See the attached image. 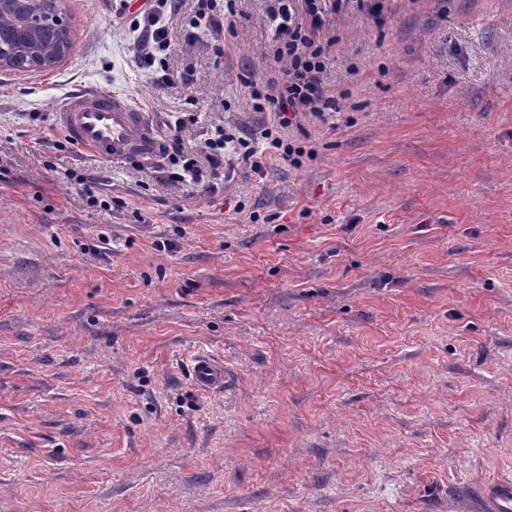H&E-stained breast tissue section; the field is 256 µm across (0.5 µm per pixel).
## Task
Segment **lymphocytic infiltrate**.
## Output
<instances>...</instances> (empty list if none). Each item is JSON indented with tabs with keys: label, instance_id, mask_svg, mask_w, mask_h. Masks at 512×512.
<instances>
[{
	"label": "lymphocytic infiltrate",
	"instance_id": "1",
	"mask_svg": "<svg viewBox=\"0 0 512 512\" xmlns=\"http://www.w3.org/2000/svg\"><path fill=\"white\" fill-rule=\"evenodd\" d=\"M178 9L179 0H144L135 11L129 0H119L114 17L136 33L134 53L141 67L163 64L170 48L169 22ZM350 10L377 16L381 5L379 0H272L271 72L246 82L250 105L265 114V121L248 135L232 126L215 127L204 139L203 157L197 160L180 149L190 120L177 117L167 125L164 148L169 180L215 191L239 168L260 175L275 160L302 168L312 152L297 139V132L307 123L325 124L336 115L338 97L327 81L336 53L331 24ZM235 15L234 0H197L189 22L193 29L210 31L212 50L222 61L229 60L234 49Z\"/></svg>",
	"mask_w": 512,
	"mask_h": 512
}]
</instances>
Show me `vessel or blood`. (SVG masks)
<instances>
[{
  "label": "vessel or blood",
  "instance_id": "vessel-or-blood-1",
  "mask_svg": "<svg viewBox=\"0 0 512 512\" xmlns=\"http://www.w3.org/2000/svg\"><path fill=\"white\" fill-rule=\"evenodd\" d=\"M55 114L57 124L73 143L100 158L119 162L130 157L150 158L161 151L148 113L123 96L85 89L68 95ZM191 372L199 390L223 391L224 365L212 354L202 351L195 355ZM474 508L476 512H512V478L482 484Z\"/></svg>",
  "mask_w": 512,
  "mask_h": 512
}]
</instances>
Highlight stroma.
Listing matches in <instances>:
<instances>
[{
	"label": "stroma",
	"mask_w": 512,
	"mask_h": 512,
	"mask_svg": "<svg viewBox=\"0 0 512 512\" xmlns=\"http://www.w3.org/2000/svg\"><path fill=\"white\" fill-rule=\"evenodd\" d=\"M381 2L336 22L317 157L217 193L80 150L54 110L190 111L188 154L250 133L268 0H237L228 67L181 0L163 87L114 0H65L66 57L0 71V512H467L512 474V0ZM191 372L196 387L204 392L224 390V364L212 354L202 351L195 355Z\"/></svg>",
	"instance_id": "stroma-1"
}]
</instances>
